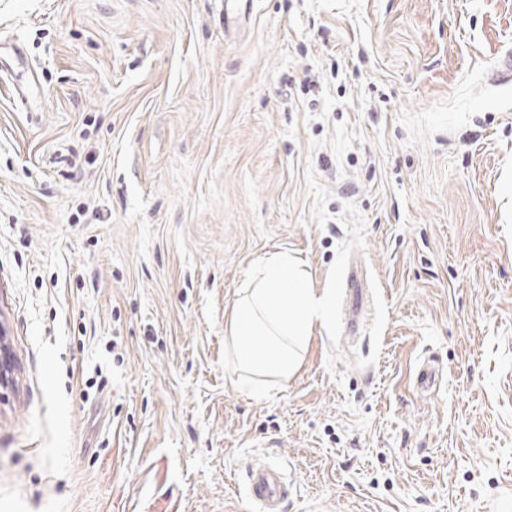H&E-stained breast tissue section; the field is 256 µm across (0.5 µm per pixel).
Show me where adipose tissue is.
Returning <instances> with one entry per match:
<instances>
[{
	"label": "adipose tissue",
	"mask_w": 512,
	"mask_h": 512,
	"mask_svg": "<svg viewBox=\"0 0 512 512\" xmlns=\"http://www.w3.org/2000/svg\"><path fill=\"white\" fill-rule=\"evenodd\" d=\"M333 321L332 289L311 286L292 256L276 253L254 267L224 333L241 369L286 380L299 366L306 339Z\"/></svg>",
	"instance_id": "ef3b65f1"
}]
</instances>
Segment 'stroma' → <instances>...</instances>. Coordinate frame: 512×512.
I'll return each instance as SVG.
<instances>
[{"label": "stroma", "instance_id": "obj_1", "mask_svg": "<svg viewBox=\"0 0 512 512\" xmlns=\"http://www.w3.org/2000/svg\"><path fill=\"white\" fill-rule=\"evenodd\" d=\"M224 2L0 0V512H512V0ZM283 251L335 322L254 383ZM332 290L313 288L288 253L257 263L224 322V335L241 369L288 380L299 366V348L306 339L333 325ZM240 336H252L253 342L242 343ZM347 307H348V328L352 341L360 339L361 315L364 307L365 295L361 284V278L357 269H350L345 280ZM246 489L259 512H283L288 483L280 466L260 463L247 471Z\"/></svg>", "mask_w": 512, "mask_h": 512}]
</instances>
